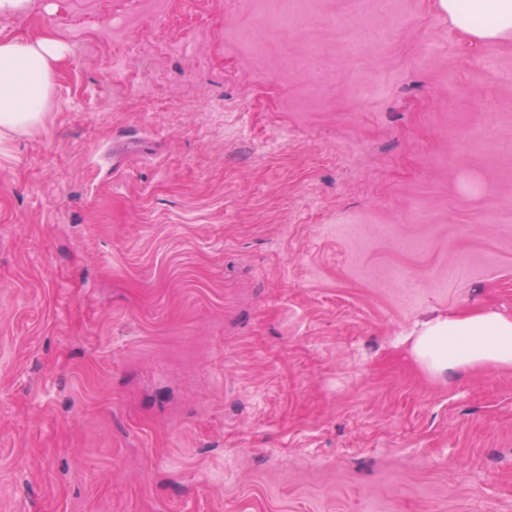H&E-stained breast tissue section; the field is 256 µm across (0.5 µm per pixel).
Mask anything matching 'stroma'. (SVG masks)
Segmentation results:
<instances>
[{"mask_svg":"<svg viewBox=\"0 0 512 512\" xmlns=\"http://www.w3.org/2000/svg\"><path fill=\"white\" fill-rule=\"evenodd\" d=\"M0 142V512H512V39L438 0H29ZM67 51L48 39L0 41V134L26 132L41 124L55 65ZM398 344L434 379L459 369H512V314L484 308L434 315L416 322Z\"/></svg>","mask_w":512,"mask_h":512,"instance_id":"35a3bbf8","label":"stroma"}]
</instances>
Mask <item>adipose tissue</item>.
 Returning a JSON list of instances; mask_svg holds the SVG:
<instances>
[{"instance_id": "ef3b65f1", "label": "adipose tissue", "mask_w": 512, "mask_h": 512, "mask_svg": "<svg viewBox=\"0 0 512 512\" xmlns=\"http://www.w3.org/2000/svg\"><path fill=\"white\" fill-rule=\"evenodd\" d=\"M466 37L512 36V0H440ZM65 45L48 39L0 41V134L41 124ZM417 367L438 379L459 369H512V314L484 308L418 321L398 339Z\"/></svg>"}]
</instances>
